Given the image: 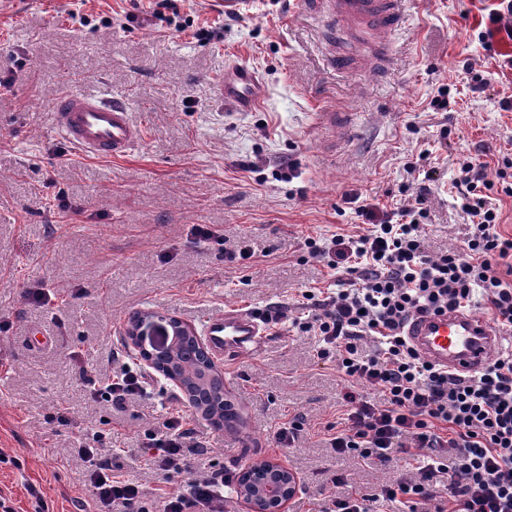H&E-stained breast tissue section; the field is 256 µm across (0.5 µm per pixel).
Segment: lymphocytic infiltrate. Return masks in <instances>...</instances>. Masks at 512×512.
<instances>
[{
    "label": "lymphocytic infiltrate",
    "instance_id": "lymphocytic-infiltrate-1",
    "mask_svg": "<svg viewBox=\"0 0 512 512\" xmlns=\"http://www.w3.org/2000/svg\"><path fill=\"white\" fill-rule=\"evenodd\" d=\"M460 170L455 186L471 225L462 248L426 251V186L414 205L380 214L359 195L346 196L367 220L366 230L304 240L337 284L327 296L303 291L306 316L294 323L318 336L320 357L335 358L344 387V422L329 433L330 447L383 461L399 448L417 464L411 479L359 498H334L325 512H383L389 503L401 512H512V351L459 375L421 358L404 334L413 316L467 310L479 298L493 327L512 334V234L502 232L491 198L495 191L512 196V158L502 157L493 173L469 158ZM367 339L373 350H364ZM85 386L92 400L123 411L144 395L147 381L125 363ZM373 390L382 402L370 399ZM109 442L108 433L97 431L76 448L93 489L92 512H224L231 474L218 468L195 476L183 468L187 454L206 452L188 415L173 414L143 431L145 462L165 482L153 495L115 472L103 454ZM439 484L447 501L435 499Z\"/></svg>",
    "mask_w": 512,
    "mask_h": 512
}]
</instances>
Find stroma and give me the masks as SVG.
<instances>
[{"label": "stroma", "mask_w": 512, "mask_h": 512, "mask_svg": "<svg viewBox=\"0 0 512 512\" xmlns=\"http://www.w3.org/2000/svg\"><path fill=\"white\" fill-rule=\"evenodd\" d=\"M171 2L186 31L155 24L157 0H0V495L16 512H34L40 499L49 512H84L90 487L71 448L86 429L109 427L113 467L157 487L137 431L190 412L185 397L170 387L113 414L86 399L70 359L78 353L101 375L127 362L123 328L147 310L195 327L227 304L284 312L261 350L223 365L237 429L195 417L208 451L188 455V471L280 460L301 479L288 512H320L331 495L409 477L415 463L403 453L383 463L325 443L343 416L341 382L334 360L318 357L317 337L291 323L303 314L301 290L334 282L303 241L362 232L345 195L408 205L414 195L400 186L433 168L440 187L427 203L425 245L459 247L470 232L452 187L463 155L491 166L512 156V111L501 107L512 98V70L501 65L512 42L478 38L494 0H411L409 25L386 48L390 66L346 74L329 59L349 41L323 40L325 17H301L297 0H248L236 14L213 0ZM75 9L93 22L80 25ZM230 61L260 75L257 111L218 101ZM476 73L490 78L486 92L471 91ZM444 86L450 109L433 111ZM69 89L125 100L143 127L132 153L87 157L55 135L51 105ZM321 112L352 123L335 146L321 142ZM279 160L294 163L292 179L272 177ZM197 224L223 233V245L200 241ZM244 240L256 253L248 268L227 257ZM37 284L50 293L42 305L27 298ZM297 416L304 432L276 447L275 432ZM335 473L347 482L332 485Z\"/></svg>", "instance_id": "35a3bbf8"}]
</instances>
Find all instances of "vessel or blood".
I'll use <instances>...</instances> for the list:
<instances>
[{
	"label": "vessel or blood",
	"mask_w": 512,
	"mask_h": 512,
	"mask_svg": "<svg viewBox=\"0 0 512 512\" xmlns=\"http://www.w3.org/2000/svg\"><path fill=\"white\" fill-rule=\"evenodd\" d=\"M313 14L326 11L337 32L381 50L406 22L407 0H304ZM219 101L250 111L264 96L256 71L230 63L216 85ZM56 135L74 150L96 157L125 156L143 136L142 126L124 100L107 92L71 90L52 107ZM213 355L234 362L259 351L269 337L266 324L251 309L228 305L202 324ZM406 334L425 360L460 374L483 368L495 355L500 338L487 321L467 311L412 317Z\"/></svg>",
	"instance_id": "b4317fda"
}]
</instances>
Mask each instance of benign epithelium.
Returning a JSON list of instances; mask_svg holds the SVG:
<instances>
[{"mask_svg":"<svg viewBox=\"0 0 512 512\" xmlns=\"http://www.w3.org/2000/svg\"><path fill=\"white\" fill-rule=\"evenodd\" d=\"M157 334L169 338L165 347L148 342V337ZM123 336L127 348L192 405L200 396L198 386L224 380L223 372L195 329L174 316L141 312L126 324ZM208 397V403L202 405V415L216 422L224 407V390L210 392ZM300 483V477L291 468L274 460H263L241 471L235 490L249 512H288Z\"/></svg>","mask_w":512,"mask_h":512,"instance_id":"benign-epithelium-1","label":"benign epithelium"}]
</instances>
